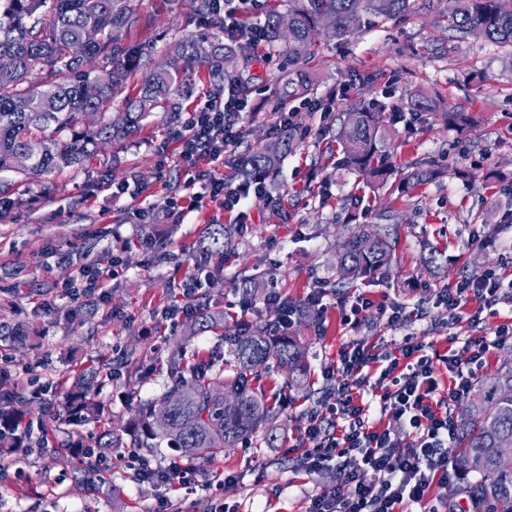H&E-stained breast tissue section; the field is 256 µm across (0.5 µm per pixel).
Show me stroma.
I'll use <instances>...</instances> for the list:
<instances>
[{"instance_id":"stroma-1","label":"stroma","mask_w":512,"mask_h":512,"mask_svg":"<svg viewBox=\"0 0 512 512\" xmlns=\"http://www.w3.org/2000/svg\"><path fill=\"white\" fill-rule=\"evenodd\" d=\"M200 0H136L138 28L123 34L122 47L160 60L177 42L214 37ZM450 0L378 23L344 39L320 38L305 68L314 96L334 100V114L347 102L384 105L392 136L394 173L379 192L356 190L354 175L327 168L332 144L313 104H287L292 123L305 136L283 161L276 177L288 197V218L280 220L255 194L240 213L215 204L168 218L166 200L185 196V164L174 129L213 91L197 77L176 116L158 112L122 142L95 153L82 167L29 179L18 203L0 217V319L20 322L33 332L26 345L0 346V367L8 371L5 390L28 394L26 417L35 437L57 445H93L103 423L74 425L42 415L44 400L62 401L88 367L104 364L99 396L111 417L130 418L136 399H151L171 388V358L202 354L225 358L223 330L188 336L199 299L224 315L225 328L243 316L235 276L258 265L272 268L263 293L304 299L313 286L327 284L324 326L290 330L307 348V379L281 408L288 431L279 447L260 443L225 449L223 455L196 459L192 490L171 483L142 481V463L166 467L169 448H116L102 463L111 487L95 490L82 479L74 460L20 446L0 457V512H305L310 495L336 484V471L309 475L297 466V444L309 410L327 399L321 368L342 344L363 339L391 349L401 331L369 317L359 327L344 324L342 296L365 295L414 308L463 277L489 269L512 275V48L477 35L449 37L439 14ZM254 76L246 103L252 117L242 127L243 146L270 140L278 106L269 91L287 74L288 58L278 48L251 50ZM346 91V100L335 94ZM423 93L444 112H467L473 128L411 122L407 102ZM432 159L439 175L412 190L403 179L413 162ZM124 195H113L115 186ZM154 206L155 221L134 224L131 207ZM390 219L399 227L390 275L373 284L357 281L348 294L332 289L336 251L347 228ZM235 230L231 256L200 248L211 225ZM154 247L139 245L141 237ZM118 277H111L112 268ZM103 272V286L86 298L84 270ZM194 293H186L187 285ZM497 317L477 327L450 324L443 309L409 324L424 343L442 350L449 336L467 338L512 320V294Z\"/></svg>"}]
</instances>
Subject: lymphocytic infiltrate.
<instances>
[{
    "mask_svg": "<svg viewBox=\"0 0 512 512\" xmlns=\"http://www.w3.org/2000/svg\"><path fill=\"white\" fill-rule=\"evenodd\" d=\"M241 110L239 98L231 95L194 111L177 131L181 158L202 159L207 166L190 171L187 184L193 192L187 205L167 201L168 214L198 209L206 199L225 210L240 205L243 193L228 189L219 169L226 152L240 141ZM504 282V276L489 270L478 280L466 278L440 289L435 304L453 319L476 326L482 316H497ZM374 307L394 329L427 315L423 307L409 312L359 296L350 304L345 324L358 326L364 311ZM508 340L512 322L498 325L490 339L449 337L443 353L427 352L410 333L391 351L365 340L344 344L323 370L326 379H337L338 384L325 412L308 413L298 457L300 469L309 474L335 466L337 482L311 495L306 512H404L412 504L421 512H442L443 501L432 490L459 478L448 459L447 447L457 429L449 403L457 394L469 392L493 348ZM443 372L449 377L445 387L439 381ZM402 432L411 437L409 448L400 446Z\"/></svg>",
    "mask_w": 512,
    "mask_h": 512,
    "instance_id": "1",
    "label": "lymphocytic infiltrate"
}]
</instances>
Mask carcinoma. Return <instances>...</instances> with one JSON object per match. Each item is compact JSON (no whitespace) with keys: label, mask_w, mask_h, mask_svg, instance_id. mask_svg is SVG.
Returning <instances> with one entry per match:
<instances>
[{"label":"carcinoma","mask_w":512,"mask_h":512,"mask_svg":"<svg viewBox=\"0 0 512 512\" xmlns=\"http://www.w3.org/2000/svg\"><path fill=\"white\" fill-rule=\"evenodd\" d=\"M452 2L446 14L448 29L464 34L478 31L492 43L512 46V0ZM418 8L419 0H288L286 12L266 15L265 38L271 46L283 44L282 51L297 60L310 54L321 35L346 37L362 24ZM285 17L286 36L281 31ZM137 21L134 0H0V59H10L16 72L13 83L0 84V215L10 195L28 179L83 165L92 153L125 138L155 112L177 113L182 88L200 68L206 69L217 93L226 87L244 98L250 92L253 75L247 69L244 46L186 38L161 63L146 66L138 92L129 95L133 64L113 49V42ZM88 28L98 31V45L84 42ZM88 57L112 69V85L90 98L84 94L92 79ZM312 91L313 79L304 72L275 83L281 104L303 99ZM114 103L121 106L119 119L112 116ZM408 106L412 118L423 122L443 120L459 128L472 123L467 113L440 112L422 95ZM303 136L292 126L245 151L228 161L224 182L250 185L271 179ZM390 136L382 106L362 100L348 105L335 135L336 167L354 172L369 188L383 187L390 165L379 146ZM34 141L42 144V152L27 165H17V156ZM434 173L431 164L417 162L407 182L418 185ZM258 195L274 214L286 215L282 199L269 189ZM396 239L394 224L357 225L343 242L336 287L386 276ZM232 242V228L216 224L209 232L207 249L230 251ZM261 278L259 273H241L235 287L251 300ZM223 326V316L203 307L189 331L195 336ZM28 336L23 325L0 321L1 342L21 345ZM224 345L228 358L222 366L198 356L185 369L180 361H172L174 387L156 399L137 401L133 419L114 422L104 430L96 443L97 456L104 459L114 448H158L164 442L188 459L215 458L253 437L268 448L277 447L285 437L284 425L277 423L280 396L303 381L305 348L289 336L275 335L270 314L240 323L234 334L224 336ZM270 369L283 376V383L269 394L260 381ZM96 376L94 371L81 375L67 392L61 411L70 422L103 418L104 407L93 398ZM25 416L21 408L0 407V448H14L21 441L17 431ZM511 444L512 363L507 361L468 395L450 448L458 471L467 478L455 493L469 501L472 512H512V465L505 464L501 455V449Z\"/></svg>","instance_id":"cac0c4a2"}]
</instances>
